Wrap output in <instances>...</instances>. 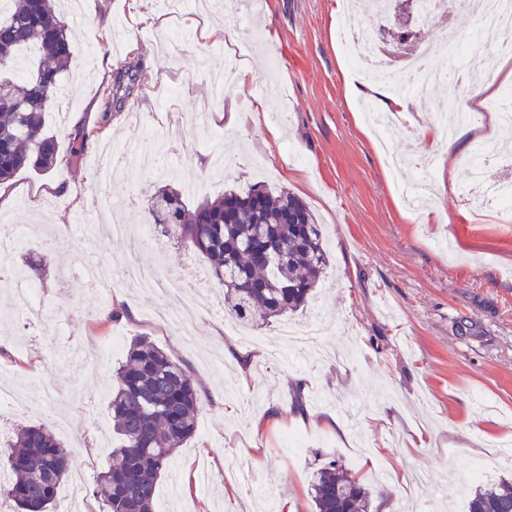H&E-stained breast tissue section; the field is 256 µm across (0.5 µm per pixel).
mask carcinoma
<instances>
[{
  "mask_svg": "<svg viewBox=\"0 0 512 512\" xmlns=\"http://www.w3.org/2000/svg\"><path fill=\"white\" fill-rule=\"evenodd\" d=\"M0 6V182L31 169L48 173L63 158L46 130V112L62 89L72 54V29L51 0H6ZM140 87V66L120 68L103 90L101 125H108ZM153 223L210 262L224 288L225 310L252 327L266 326L304 306L328 263L323 232L309 206L293 193L259 185L245 194H224L188 207L179 191L164 186L148 204ZM262 234L274 252L270 264L250 251ZM112 420L120 444L94 482L102 512H154L157 482L174 452L197 430L200 398L188 372L145 336L131 340L116 369ZM0 498L14 512H48L63 483L69 450L44 423L22 425L0 440ZM316 512H369L371 490L362 476L334 463L311 482ZM469 512H512V483L500 480L476 489Z\"/></svg>",
  "mask_w": 512,
  "mask_h": 512,
  "instance_id": "cac0c4a2",
  "label": "carcinoma"
}]
</instances>
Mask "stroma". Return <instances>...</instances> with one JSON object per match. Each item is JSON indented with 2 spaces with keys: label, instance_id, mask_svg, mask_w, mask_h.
<instances>
[{
  "label": "stroma",
  "instance_id": "obj_1",
  "mask_svg": "<svg viewBox=\"0 0 512 512\" xmlns=\"http://www.w3.org/2000/svg\"><path fill=\"white\" fill-rule=\"evenodd\" d=\"M81 11L90 29L75 31L65 98L46 114L66 161L46 174L18 173L0 207L1 222L33 229L0 280L35 264L30 281L44 305L42 327L31 326L0 289V385L53 391L43 398L48 411L1 418L0 438L65 417L71 429L58 437L69 475L92 487L117 444L115 370L125 345L146 336L189 372L201 397L195 436L156 485V512H316L312 474L330 460L370 482V512H466L479 463L486 479L511 480L512 458L497 444L512 439V213L483 206L469 161L484 142H512V125L490 129L487 94L475 95L467 142L428 173V206L411 212L397 189L411 173L390 172L363 121L370 95L338 43L336 0H265L263 10L233 13L240 49L231 57L202 39L205 20L189 9L169 20L173 39L157 28L156 0H83ZM130 57L141 70L138 119L115 113L99 137L82 140L105 110L102 88ZM245 65L248 92L224 88L239 125L225 127L214 112L197 122L212 76ZM259 98L268 109L257 114ZM445 98L434 89L407 98L404 120L383 138L401 154L430 147ZM145 121L179 124V136L161 172L120 165L112 182L120 210L106 211L93 194L101 151L142 142ZM218 146L230 162L223 173L211 170ZM259 180L306 202L324 226L330 264L303 308L255 329L225 314L206 259L161 235L144 251L141 228L160 187L181 190L193 206ZM117 220L130 233L112 236ZM54 234L58 249L37 247ZM155 260L194 287L203 312L190 336L153 319L152 292L94 291L84 280L89 265L112 275ZM119 306L124 316L109 319ZM286 324L317 327L323 354L299 347L274 357ZM245 354L254 357L246 373ZM298 396L305 412L294 408ZM330 414L335 424H324Z\"/></svg>",
  "mask_w": 512,
  "mask_h": 512
}]
</instances>
